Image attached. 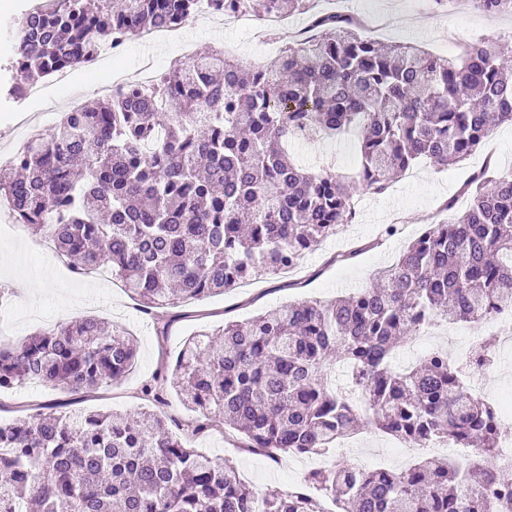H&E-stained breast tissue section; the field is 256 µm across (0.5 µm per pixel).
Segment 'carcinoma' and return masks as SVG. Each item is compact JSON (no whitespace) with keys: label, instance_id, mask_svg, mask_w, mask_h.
<instances>
[{"label":"carcinoma","instance_id":"1","mask_svg":"<svg viewBox=\"0 0 512 512\" xmlns=\"http://www.w3.org/2000/svg\"><path fill=\"white\" fill-rule=\"evenodd\" d=\"M220 16L310 14L314 35L244 67L206 50L155 86L130 82L94 108L62 114L0 165L11 218L47 231L76 274L103 266L147 311L218 295L300 265L353 217L354 188L384 195L426 158L447 167L512 124V41L470 43L459 60L364 36L356 19L313 0H210ZM486 15L512 0H471ZM199 0H44L20 16L6 97L96 57L118 39L186 25ZM299 125L357 134L352 178L292 160ZM470 205L430 224L376 283L330 303L304 301L185 341L171 388L199 420L271 458L319 453L357 432L413 448H473L465 467L424 457L403 470L310 471L311 495L262 496L229 460L184 443L150 411L50 410L0 423V512H505L495 408L466 391L485 349H443L395 366L400 349L441 322L479 323L512 308V173L482 171ZM136 349L122 327L83 317L0 343V387L76 393L117 381ZM345 381L336 382V363Z\"/></svg>","mask_w":512,"mask_h":512}]
</instances>
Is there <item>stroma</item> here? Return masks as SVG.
<instances>
[{"label": "stroma", "instance_id": "1", "mask_svg": "<svg viewBox=\"0 0 512 512\" xmlns=\"http://www.w3.org/2000/svg\"><path fill=\"white\" fill-rule=\"evenodd\" d=\"M313 7L318 12L383 15L388 26L375 31V39L416 43L441 56H460L466 45L477 39L512 38V15L481 14L472 8L470 0H451L450 4L428 9L420 8L415 0H314ZM305 23L302 15L281 19L271 37L266 33L265 21L256 16L242 29L217 17L198 16L179 33L150 45L137 40L128 43L121 59L108 57L94 68L79 65L69 70L65 82L42 79L44 98L13 100L0 95V155L14 149L31 130L51 133L70 99L78 97L89 103L97 99L101 85L135 78L143 54L152 55L160 71L185 49L220 53L230 43L238 62L256 67L278 54L290 42L293 29ZM289 152L299 163L312 167L334 161L340 174L352 172L357 162L350 135L296 142ZM485 166L497 172L512 170V125L494 130L484 147L454 166L443 168L429 160L421 161L385 195L356 190L354 199L361 209L352 223L315 246L297 269L173 309L144 311L125 289L105 286L92 274L73 273L55 253H44L42 234L26 230L17 236L0 237V285L11 288L9 302L15 314L12 323H0V339L17 341L61 323L94 316L124 327L138 347L128 375L85 393L73 394L41 384L0 388V422L22 420L52 405L122 413L150 409L177 419L179 433L191 446L232 460L256 492L273 495L288 490L308 472L304 458L284 454L271 459L249 454L241 448L237 434L220 427L192 434L193 414L181 405L176 394H168L166 401L158 404L143 396V386L157 375L171 373L185 340L199 332L288 304L330 301L373 284L376 272L390 265L426 225L443 219V202L454 200L460 211L468 207L470 198L463 189L471 174ZM394 445L392 438L364 426L331 456L352 463L360 454L382 450L386 453L385 466L397 470L401 462L391 452Z\"/></svg>", "mask_w": 512, "mask_h": 512}]
</instances>
